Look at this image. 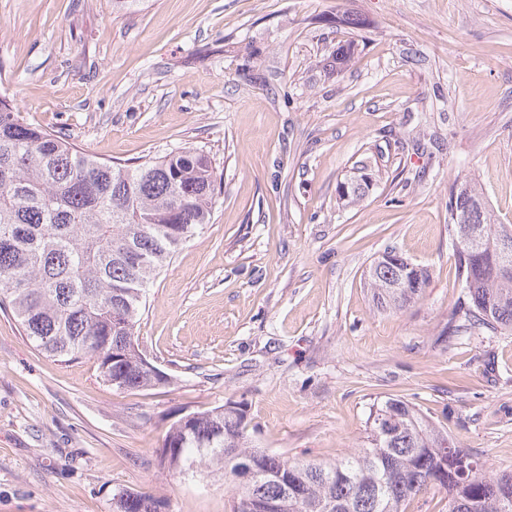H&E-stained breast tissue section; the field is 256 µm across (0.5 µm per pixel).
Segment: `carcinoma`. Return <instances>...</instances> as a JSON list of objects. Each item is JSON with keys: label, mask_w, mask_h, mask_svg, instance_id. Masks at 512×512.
I'll return each instance as SVG.
<instances>
[{"label": "carcinoma", "mask_w": 512, "mask_h": 512, "mask_svg": "<svg viewBox=\"0 0 512 512\" xmlns=\"http://www.w3.org/2000/svg\"><path fill=\"white\" fill-rule=\"evenodd\" d=\"M358 54L347 40L331 68ZM375 169L361 161L338 184V203L358 204L374 187ZM216 203L211 161L182 147L164 156L121 163L81 152L67 138L29 123L0 97V308L26 337L61 362L96 359L117 390L162 386L142 365L137 326L147 288L181 246L209 223ZM485 240L512 238L495 222L483 192L463 180L451 188L448 226L457 244L458 279L470 297L465 330H512V252L472 255L461 226ZM376 307L401 309L424 292L428 270L394 249L369 267ZM239 403L175 421L159 449L160 464L181 473L177 457L196 471L222 472L232 502L258 493L279 512H406L431 488L447 494L445 512H512V472L492 473L420 410L398 398L372 406L367 444L334 463L300 461L258 448L246 433ZM264 471L257 488L236 481L251 462ZM159 499L124 491L118 512H155Z\"/></svg>", "instance_id": "cac0c4a2"}]
</instances>
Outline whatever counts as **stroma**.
Here are the masks:
<instances>
[{"label": "stroma", "mask_w": 512, "mask_h": 512, "mask_svg": "<svg viewBox=\"0 0 512 512\" xmlns=\"http://www.w3.org/2000/svg\"><path fill=\"white\" fill-rule=\"evenodd\" d=\"M347 10L366 26L337 24ZM349 39L360 52L332 74ZM1 95L101 160L201 148L221 188L137 327L169 385L113 389L0 310V512H113L126 489L230 512L221 476L158 457L174 421L228 401L258 446L332 462L399 398L512 471V333L462 331L448 229L464 176L512 224V0H0ZM366 157L376 185L339 206ZM390 247L430 280L382 311L366 274Z\"/></svg>", "instance_id": "1"}]
</instances>
